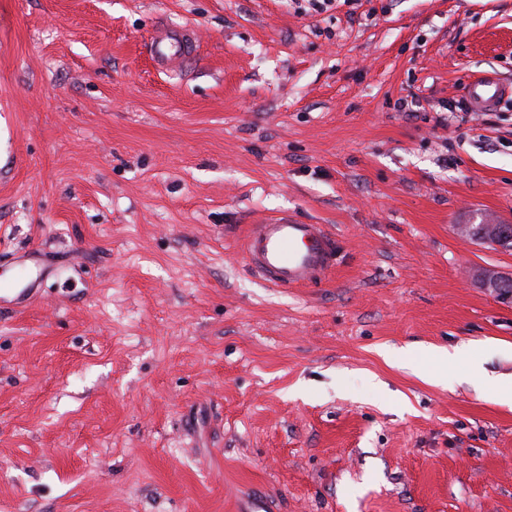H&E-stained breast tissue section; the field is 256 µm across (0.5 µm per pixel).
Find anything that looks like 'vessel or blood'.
Wrapping results in <instances>:
<instances>
[{
    "label": "vessel or blood",
    "mask_w": 512,
    "mask_h": 512,
    "mask_svg": "<svg viewBox=\"0 0 512 512\" xmlns=\"http://www.w3.org/2000/svg\"><path fill=\"white\" fill-rule=\"evenodd\" d=\"M195 43V32L186 28L155 37L151 53L164 65L173 56L192 54ZM465 95L472 111L485 112L512 99V83L484 74L468 82ZM243 252L259 279L278 288H293L325 279L336 266L337 241L324 225L283 216L252 225L243 240Z\"/></svg>",
    "instance_id": "vessel-or-blood-1"
}]
</instances>
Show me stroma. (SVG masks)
<instances>
[{
	"instance_id": "1",
	"label": "stroma",
	"mask_w": 512,
	"mask_h": 512,
	"mask_svg": "<svg viewBox=\"0 0 512 512\" xmlns=\"http://www.w3.org/2000/svg\"><path fill=\"white\" fill-rule=\"evenodd\" d=\"M305 3L0 0V280L46 269L0 309V512H512V249L455 232L512 224V106H461L512 0ZM282 215L326 280L253 276ZM196 39L195 32L188 28L170 36H156L151 42L152 56L159 65L167 64L176 55L189 56L194 51ZM243 252L259 279L293 288L325 279L336 267L337 241L322 224L283 216L253 224L243 240ZM471 352L470 346H456L451 349L446 347H429L424 349L419 355L420 359L410 358L407 361L409 366H419L427 364L431 367L433 381L440 383L445 379L444 370L448 369V362L457 360L458 358Z\"/></svg>"
}]
</instances>
